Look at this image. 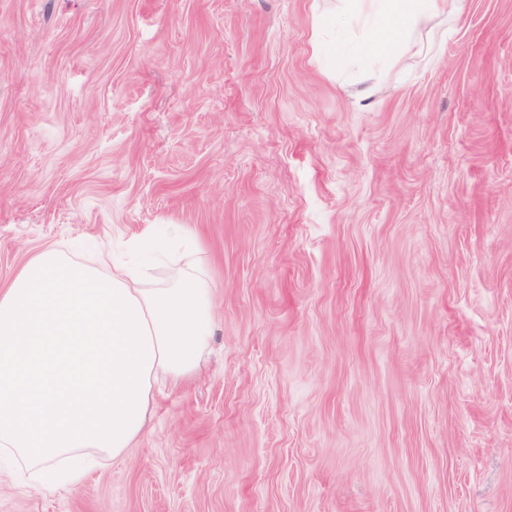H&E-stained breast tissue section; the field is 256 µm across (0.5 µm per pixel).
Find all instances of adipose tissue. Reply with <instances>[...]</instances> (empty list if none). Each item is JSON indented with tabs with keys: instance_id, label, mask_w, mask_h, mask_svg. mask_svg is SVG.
Masks as SVG:
<instances>
[{
	"instance_id": "adipose-tissue-1",
	"label": "adipose tissue",
	"mask_w": 512,
	"mask_h": 512,
	"mask_svg": "<svg viewBox=\"0 0 512 512\" xmlns=\"http://www.w3.org/2000/svg\"><path fill=\"white\" fill-rule=\"evenodd\" d=\"M368 22L364 48L403 58L432 21L465 0H338ZM136 264L103 243L88 265L48 246L0 290V460L47 493L73 489L91 464L122 458L151 416L154 385L198 368L213 328L212 293L173 263L145 288Z\"/></svg>"
}]
</instances>
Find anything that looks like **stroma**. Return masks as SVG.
Here are the masks:
<instances>
[{
  "label": "stroma",
  "instance_id": "35a3bbf8",
  "mask_svg": "<svg viewBox=\"0 0 512 512\" xmlns=\"http://www.w3.org/2000/svg\"><path fill=\"white\" fill-rule=\"evenodd\" d=\"M337 0H0V286L177 224L197 374L0 512H512V0L408 59Z\"/></svg>",
  "mask_w": 512,
  "mask_h": 512
}]
</instances>
